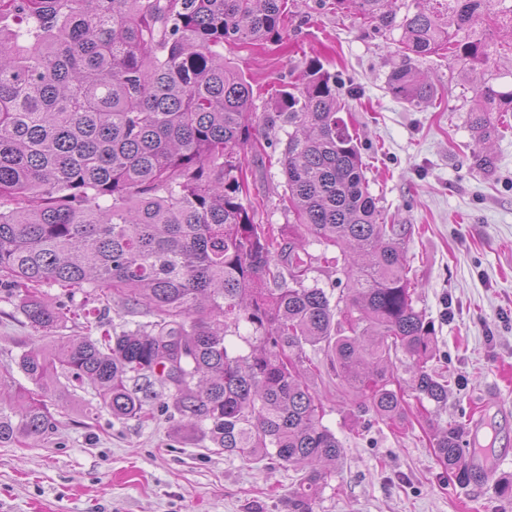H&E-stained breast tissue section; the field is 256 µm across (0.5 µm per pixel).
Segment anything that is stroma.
Instances as JSON below:
<instances>
[{"instance_id": "1", "label": "stroma", "mask_w": 512, "mask_h": 512, "mask_svg": "<svg viewBox=\"0 0 512 512\" xmlns=\"http://www.w3.org/2000/svg\"><path fill=\"white\" fill-rule=\"evenodd\" d=\"M285 31L284 45L224 55L251 84L259 113L269 110L272 90L297 80L313 57L343 87L358 89L343 118L360 142L371 193L391 223L413 227L406 252L419 281L416 307L451 379L443 405L423 408L407 397L396 429L359 410L325 373L323 353H313L319 371L310 382L323 423L345 448L317 512H512V112L491 113L496 133L486 143L468 123L483 83L512 90V24L479 25L494 50L485 64L444 52L418 59L436 84L434 98L418 108L388 90L401 30L377 35L320 0H292ZM286 140L272 132L247 152L260 224L287 222L278 163ZM482 154L493 156L491 169L478 167ZM149 321L114 300L100 322L71 320L60 333L95 337ZM44 342L0 290V364ZM53 399L62 409L53 433L25 448L0 447V512H288L293 470L210 448L162 404L141 423L115 419L88 384L60 381ZM477 420L481 445L494 451L493 469L462 485L436 457L433 435L448 422Z\"/></svg>"}]
</instances>
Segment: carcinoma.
<instances>
[{"label":"carcinoma","mask_w":512,"mask_h":512,"mask_svg":"<svg viewBox=\"0 0 512 512\" xmlns=\"http://www.w3.org/2000/svg\"><path fill=\"white\" fill-rule=\"evenodd\" d=\"M423 2L400 21L397 0L330 2L378 33L402 30L388 89L411 107L436 90L412 60L487 61L483 37L458 34L502 0ZM287 14L288 0H0V286L45 334L97 311L64 312L46 297L51 285L156 318L1 364L0 446L23 448L57 426L49 392L62 377L92 385L119 420L152 419L165 394L171 415L213 447L293 468L288 512H316L345 450L322 423L305 346L386 424L404 417L399 353L418 401L448 399L449 377L428 366L436 343L415 308L409 230L385 223L369 191L336 73L309 61L302 85L276 89L259 122L252 86L224 61L226 46L282 44ZM478 97L469 123L485 140L488 113L512 112V91L485 85ZM261 124L291 127L280 159L286 237L243 203L245 149ZM311 239L348 258L334 304L306 284ZM243 322L248 352H232L224 337ZM462 441L463 425L450 423L434 447L467 484L477 471Z\"/></svg>","instance_id":"obj_1"}]
</instances>
